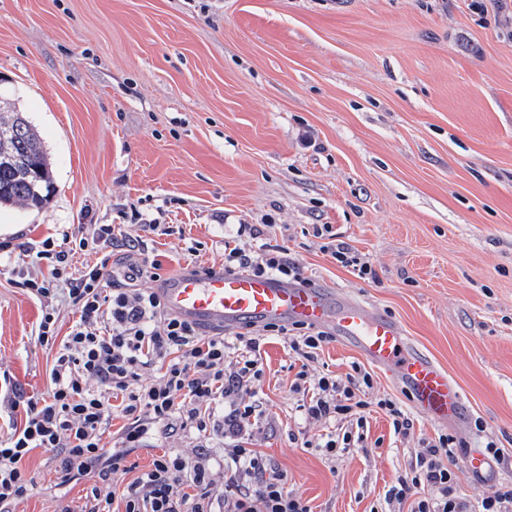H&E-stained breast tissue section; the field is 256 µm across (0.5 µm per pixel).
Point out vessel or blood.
Masks as SVG:
<instances>
[{"instance_id": "b4317fda", "label": "vessel or blood", "mask_w": 512, "mask_h": 512, "mask_svg": "<svg viewBox=\"0 0 512 512\" xmlns=\"http://www.w3.org/2000/svg\"><path fill=\"white\" fill-rule=\"evenodd\" d=\"M166 310L198 328L228 332L246 324L301 323L330 331L392 377L409 403L438 426L464 424L463 392L394 318L315 283L191 266L161 290Z\"/></svg>"}]
</instances>
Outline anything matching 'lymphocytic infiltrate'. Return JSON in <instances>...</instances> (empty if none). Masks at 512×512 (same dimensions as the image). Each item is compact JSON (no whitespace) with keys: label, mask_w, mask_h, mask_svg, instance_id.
Wrapping results in <instances>:
<instances>
[{"label":"lymphocytic infiltrate","mask_w":512,"mask_h":512,"mask_svg":"<svg viewBox=\"0 0 512 512\" xmlns=\"http://www.w3.org/2000/svg\"><path fill=\"white\" fill-rule=\"evenodd\" d=\"M262 234L250 229L251 245L225 253V270L300 279L299 267L284 250L261 244ZM91 244L131 248L135 240L117 234L111 224L94 225L87 238L43 240L36 257L48 260L49 275L24 282L43 298L52 295L55 283H63L78 318L63 336L53 312H44L38 323L37 342L54 351L50 388L23 400V423L0 439V512H14L34 489V478L22 465L32 450H52L66 475L102 462L98 476L106 480L125 470L128 451L139 444L147 424L178 416L198 433H208L215 427L212 404L250 392L263 375L260 338L239 335L232 348L224 337L203 335L167 313L155 289H109L108 259L72 273L75 255ZM269 331L307 361L329 340L326 332L304 326L273 325ZM155 366L162 369L158 379L142 383L143 372ZM91 378L96 388H88ZM371 386L365 371L343 383L326 374L314 382L302 409L316 420L359 424L366 406L360 394ZM116 397L121 400L117 406L112 403ZM116 408L130 427L122 448L111 450L101 440ZM460 446L450 434L423 440L414 469L396 477L386 501L410 503V512H512L511 483L497 487L476 509L459 492L452 461ZM224 474V488L234 494L229 512H311L301 496L288 490L287 473L255 449L240 444L225 449ZM121 499L124 512H216L209 459L203 453L189 457L164 451L124 487Z\"/></svg>","instance_id":"obj_1"}]
</instances>
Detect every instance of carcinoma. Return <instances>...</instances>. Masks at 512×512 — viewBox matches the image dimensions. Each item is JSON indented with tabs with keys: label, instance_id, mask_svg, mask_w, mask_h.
<instances>
[{
	"label": "carcinoma",
	"instance_id": "cac0c4a2",
	"mask_svg": "<svg viewBox=\"0 0 512 512\" xmlns=\"http://www.w3.org/2000/svg\"><path fill=\"white\" fill-rule=\"evenodd\" d=\"M52 184L43 151L19 112L0 111V206L39 209Z\"/></svg>",
	"mask_w": 512,
	"mask_h": 512
}]
</instances>
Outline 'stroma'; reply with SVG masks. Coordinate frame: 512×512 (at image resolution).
I'll return each instance as SVG.
<instances>
[{
    "instance_id": "35a3bbf8",
    "label": "stroma",
    "mask_w": 512,
    "mask_h": 512,
    "mask_svg": "<svg viewBox=\"0 0 512 512\" xmlns=\"http://www.w3.org/2000/svg\"><path fill=\"white\" fill-rule=\"evenodd\" d=\"M0 100L39 136L54 186L42 208H0V436L22 419L9 399L49 389L45 304L60 331L74 319L61 295L24 288L48 271L29 244L124 224L139 247L113 251V270L156 259L168 279L223 264L265 224L305 278L397 319L461 386L457 437L501 450L484 477L457 467L467 500L512 483V0H0ZM136 213L171 234L134 226ZM322 225L374 278L331 257ZM250 333L263 376L239 399L263 413L245 442L312 512H380L438 426L416 414L394 436L375 402L402 395L374 368L362 447L326 459L308 443L327 428L291 384L364 359L333 339L304 364L264 327ZM224 413L204 436L152 426L129 462L210 449L223 495ZM25 467L37 489L15 512H81L91 488L132 479L100 481L95 464L62 476L42 448Z\"/></svg>"
}]
</instances>
